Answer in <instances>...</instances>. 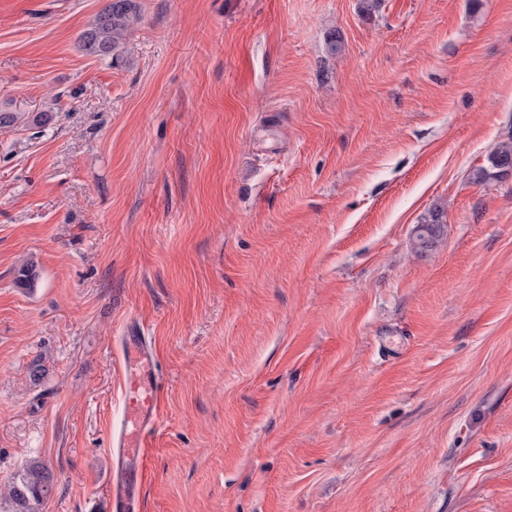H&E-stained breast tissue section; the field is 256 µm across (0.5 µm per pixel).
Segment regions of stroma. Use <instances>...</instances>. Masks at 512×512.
Returning a JSON list of instances; mask_svg holds the SVG:
<instances>
[{
	"instance_id": "obj_1",
	"label": "stroma",
	"mask_w": 512,
	"mask_h": 512,
	"mask_svg": "<svg viewBox=\"0 0 512 512\" xmlns=\"http://www.w3.org/2000/svg\"><path fill=\"white\" fill-rule=\"evenodd\" d=\"M107 3L0 0V489L106 512L135 326L143 512H512V0ZM141 19L136 0H109L95 22L81 35L83 50L93 56L122 59V46ZM51 116L47 112H12L7 109L0 108V128H11L18 123H33L34 125L46 124ZM512 172V141L504 142L486 159V163L474 168L471 180L483 183ZM446 224L444 213L440 210L432 211L417 225L416 244L420 250L432 247L444 234ZM51 491L49 467L41 461H33L0 494V501H9L14 506L12 511L4 512H35L32 503L46 499Z\"/></svg>"
}]
</instances>
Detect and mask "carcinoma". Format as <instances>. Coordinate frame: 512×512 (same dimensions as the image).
Listing matches in <instances>:
<instances>
[{
	"mask_svg": "<svg viewBox=\"0 0 512 512\" xmlns=\"http://www.w3.org/2000/svg\"><path fill=\"white\" fill-rule=\"evenodd\" d=\"M141 19L137 0H109L97 15L95 22L81 35L83 50L93 56L110 58L114 62L122 59V46ZM46 112H12L0 108V128H11L25 121L37 126L47 123ZM512 172V141L504 142L486 159V163L474 168L471 180L483 183ZM444 213L431 212L417 225L416 244L419 249L432 247L444 234ZM52 491V476L49 467L41 461L31 462L0 494V501L13 504L12 512H33V505L46 499Z\"/></svg>",
	"mask_w": 512,
	"mask_h": 512,
	"instance_id": "carcinoma-1",
	"label": "carcinoma"
}]
</instances>
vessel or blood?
Returning a JSON list of instances; mask_svg holds the SVG:
<instances>
[{"label": "vessel or blood", "mask_w": 512, "mask_h": 512, "mask_svg": "<svg viewBox=\"0 0 512 512\" xmlns=\"http://www.w3.org/2000/svg\"><path fill=\"white\" fill-rule=\"evenodd\" d=\"M123 407L112 429L109 455L114 487L108 512H142L141 492L148 480L144 466L147 441L159 421L163 390L158 355L140 330H128L122 338Z\"/></svg>", "instance_id": "vessel-or-blood-1"}]
</instances>
